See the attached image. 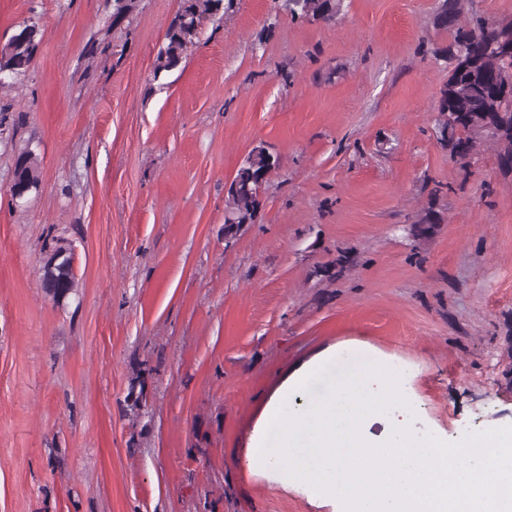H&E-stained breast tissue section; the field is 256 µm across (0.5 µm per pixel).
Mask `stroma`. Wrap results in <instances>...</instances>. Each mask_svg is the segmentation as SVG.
Listing matches in <instances>:
<instances>
[{"mask_svg":"<svg viewBox=\"0 0 512 512\" xmlns=\"http://www.w3.org/2000/svg\"><path fill=\"white\" fill-rule=\"evenodd\" d=\"M437 5L326 24L234 0L159 73L179 0H0V41L41 37L0 87V512H328L243 454L329 351L404 366L420 431L512 425V173L496 141L464 168L441 138ZM261 141L280 167L228 248L224 186ZM25 149L41 182L16 205ZM42 282L51 283L61 281L71 290L76 288L75 275L71 268L70 259L63 258L53 269L43 266Z\"/></svg>","mask_w":512,"mask_h":512,"instance_id":"1","label":"stroma"}]
</instances>
